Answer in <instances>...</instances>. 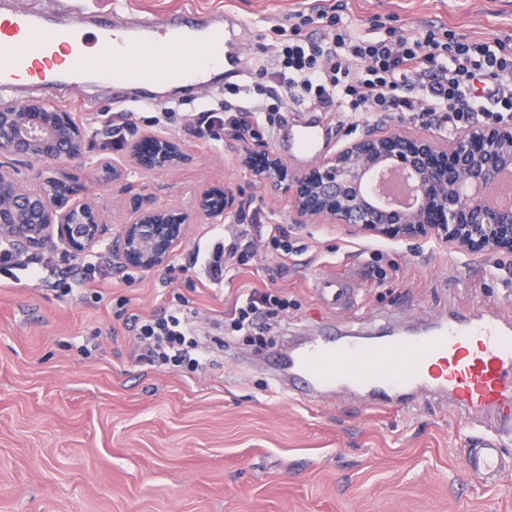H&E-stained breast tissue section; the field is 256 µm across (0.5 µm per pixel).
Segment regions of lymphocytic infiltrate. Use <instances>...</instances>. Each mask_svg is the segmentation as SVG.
I'll return each mask as SVG.
<instances>
[{
  "label": "lymphocytic infiltrate",
  "instance_id": "1",
  "mask_svg": "<svg viewBox=\"0 0 512 512\" xmlns=\"http://www.w3.org/2000/svg\"><path fill=\"white\" fill-rule=\"evenodd\" d=\"M346 8L345 0H335L317 11L289 14L287 23L278 25L279 41L267 54L272 83L262 98L228 101L195 113L190 126L194 136L202 138L224 126L243 137L260 128L274 129V105L294 94L306 97L317 112H405L452 129L477 115L488 124L512 122V46L459 35L444 26L417 31L388 26L382 36L356 38L343 20ZM306 27L316 30V37L302 39ZM478 78L488 85L481 100L471 94ZM258 236L277 264L291 257L293 246L283 225L240 223L212 249L193 251L192 262L203 270L207 284H221L225 268L248 265L254 258ZM287 308V299L251 290L235 308L232 329L264 330L265 318ZM192 318L183 305L172 304L136 322L140 360L205 370L211 358Z\"/></svg>",
  "mask_w": 512,
  "mask_h": 512
}]
</instances>
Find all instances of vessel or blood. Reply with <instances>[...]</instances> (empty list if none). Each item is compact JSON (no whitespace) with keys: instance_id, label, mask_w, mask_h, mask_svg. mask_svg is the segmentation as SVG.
<instances>
[{"instance_id":"obj_1","label":"vessel or blood","mask_w":512,"mask_h":512,"mask_svg":"<svg viewBox=\"0 0 512 512\" xmlns=\"http://www.w3.org/2000/svg\"><path fill=\"white\" fill-rule=\"evenodd\" d=\"M235 22L226 12L184 8L157 22L143 21L137 34L100 23L95 50L78 40V26L56 27L29 9L0 13V90L24 83L47 90L61 77L94 74L109 81L142 80L163 84L180 80L207 83L213 71L229 68L238 43ZM151 52L142 62L135 46ZM324 121L315 120L280 133L283 149L306 159L327 149ZM316 292L330 305L345 301L343 279L322 277ZM272 390L280 398L321 394L344 386L378 407H413L420 396L447 401L471 415L474 447L464 449L471 476L496 482L507 466L512 444V320L495 308L476 309L412 333L343 335L327 327L321 335L288 353H274Z\"/></svg>"}]
</instances>
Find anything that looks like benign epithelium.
I'll list each match as a JSON object with an SVG mask.
<instances>
[{"label":"benign epithelium","mask_w":512,"mask_h":512,"mask_svg":"<svg viewBox=\"0 0 512 512\" xmlns=\"http://www.w3.org/2000/svg\"><path fill=\"white\" fill-rule=\"evenodd\" d=\"M142 138L154 148L144 154L134 142L133 166L159 172L183 159L178 142L152 133ZM254 151L268 157L264 169L256 171L261 183L276 188L288 181L297 225L342 224L358 235L434 239L462 252L476 242L486 253L512 255V197L496 193L501 173L512 172V123L470 124L448 138L372 129L306 169L287 167L259 135L241 148V163ZM84 154L81 126L60 118L44 101H0V240L21 253L79 256L93 248L101 232L94 202L71 200V193L55 189V178L40 172L41 185L33 190L17 168L19 161L79 162ZM435 154L449 156L454 165L430 166L428 158ZM386 167L414 179L411 204L391 207L371 197L368 187ZM234 203L227 191L221 198L204 191L192 213L138 206L118 231L112 259L143 271L163 268L184 242L189 225L200 218L220 220ZM430 207L441 215L437 224L427 219Z\"/></svg>","instance_id":"obj_1"}]
</instances>
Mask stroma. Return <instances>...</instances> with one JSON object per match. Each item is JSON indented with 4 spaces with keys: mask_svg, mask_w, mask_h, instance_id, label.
I'll return each mask as SVG.
<instances>
[{
    "mask_svg": "<svg viewBox=\"0 0 512 512\" xmlns=\"http://www.w3.org/2000/svg\"><path fill=\"white\" fill-rule=\"evenodd\" d=\"M184 0H70L56 20L114 13L118 27L163 19ZM353 36L369 37L376 19L396 27L447 25L490 41L512 38V0H347ZM234 13L241 26L240 99L268 84L255 62L278 35L276 21L327 0H195ZM214 84L164 90L161 103L137 106L131 130L181 141L185 160L145 175L126 154L103 150L108 117L121 111L111 85L73 79L46 101L74 114L91 147L83 163L55 164L80 193L94 195L104 231L95 249L112 255L127 212L143 203L192 209L197 195L230 189L240 209L262 223L289 225L297 252L272 274L264 252L244 270L227 268L205 288L189 258L213 243L212 225H191L168 266L114 267L82 298L57 296L49 283L0 281V512H512V469L482 486L459 453L465 421L447 403L421 399L410 412L373 407L344 388L315 401L269 396L266 354L329 322L353 330L390 322L405 328L481 305L512 314V258L461 253L430 240L355 235L338 224H291L287 185L269 189L219 138H194L189 115L235 93ZM421 131L394 115H346L332 150L366 128ZM126 168L125 187L99 178L97 165ZM351 279L353 308H329L315 293L319 277ZM280 289L288 308L263 333L229 330L238 298ZM188 300L208 334L213 364L203 372L139 362L131 317L146 319Z\"/></svg>",
    "mask_w": 512,
    "mask_h": 512,
    "instance_id": "obj_1",
    "label": "stroma"
}]
</instances>
